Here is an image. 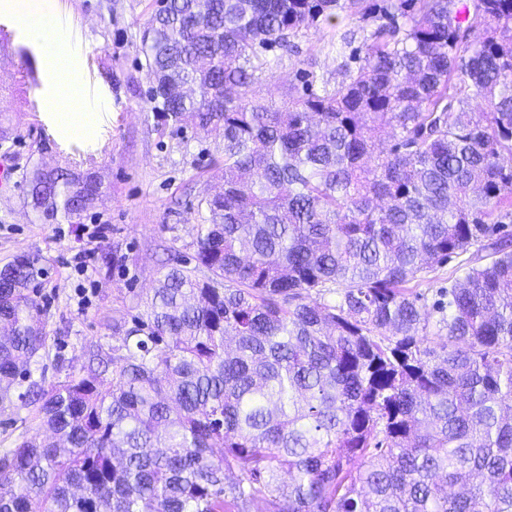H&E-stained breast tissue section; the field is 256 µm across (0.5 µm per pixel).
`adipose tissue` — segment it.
<instances>
[{
	"instance_id": "obj_1",
	"label": "adipose tissue",
	"mask_w": 512,
	"mask_h": 512,
	"mask_svg": "<svg viewBox=\"0 0 512 512\" xmlns=\"http://www.w3.org/2000/svg\"><path fill=\"white\" fill-rule=\"evenodd\" d=\"M30 34L45 49L48 61L57 74L55 100L62 111L58 126L68 136H86L95 129V112L85 109L80 102L78 85L69 75L66 65V49L58 40L50 22H42L31 28Z\"/></svg>"
}]
</instances>
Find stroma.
<instances>
[{"label":"stroma","instance_id":"35a3bbf8","mask_svg":"<svg viewBox=\"0 0 512 512\" xmlns=\"http://www.w3.org/2000/svg\"><path fill=\"white\" fill-rule=\"evenodd\" d=\"M157 7V0L32 2V11L55 17L85 101L106 105L94 140L55 130L48 105L55 75L27 26L0 41V158L13 167L9 185L0 188V266L27 252L49 262L38 301L48 312L50 347L31 368L51 381L81 372L89 346L111 352L113 321L138 312L163 266L191 257L196 227L206 217L199 201L220 185L223 143L164 124L150 109L139 46ZM378 23L346 17L337 30L299 37L297 52H267L273 95L301 94L305 70L336 83L342 64ZM37 166L96 173L100 193L81 223L40 219L28 187ZM101 224L107 233L94 238ZM79 253L90 256L88 273L69 266ZM106 253L114 262L103 263Z\"/></svg>","mask_w":512,"mask_h":512}]
</instances>
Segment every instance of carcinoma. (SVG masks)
<instances>
[{"mask_svg": "<svg viewBox=\"0 0 512 512\" xmlns=\"http://www.w3.org/2000/svg\"><path fill=\"white\" fill-rule=\"evenodd\" d=\"M344 12L389 20L358 66L257 95L265 52ZM139 51L224 190L108 379L33 378L47 268L0 267V411L46 431L0 450V512H512V0H160ZM30 184L70 224L98 191ZM469 251L427 305L411 283Z\"/></svg>", "mask_w": 512, "mask_h": 512, "instance_id": "cac0c4a2", "label": "carcinoma"}]
</instances>
